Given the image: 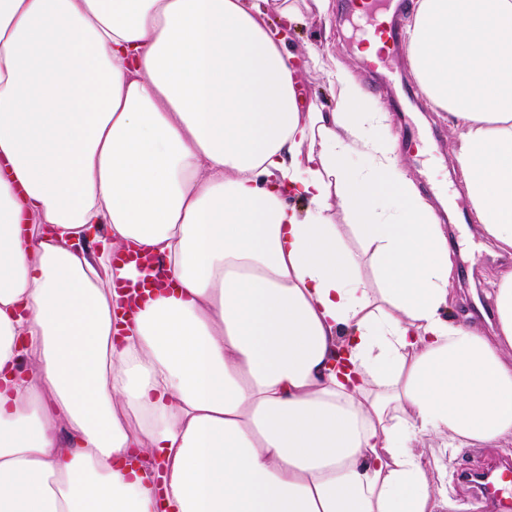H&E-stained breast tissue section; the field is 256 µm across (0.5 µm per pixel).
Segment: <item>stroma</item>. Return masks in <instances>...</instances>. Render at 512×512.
<instances>
[{
  "label": "stroma",
  "mask_w": 512,
  "mask_h": 512,
  "mask_svg": "<svg viewBox=\"0 0 512 512\" xmlns=\"http://www.w3.org/2000/svg\"><path fill=\"white\" fill-rule=\"evenodd\" d=\"M286 48L300 53L314 50L324 59H336L370 100L388 112L399 163L448 232L458 301L449 307L447 316L490 332L496 314L489 278L498 266L511 263L512 257L499 254L477 223L457 159L455 122L448 113L431 109L406 47L390 55L381 52L376 58L366 57L350 0H331L327 16H308L289 27ZM420 450L425 459L439 460L434 485L448 495L452 512H488L482 495L461 481V470L480 471L495 462L512 460L511 443L502 448L460 445L450 450L441 440L428 438Z\"/></svg>",
  "instance_id": "35a3bbf8"
}]
</instances>
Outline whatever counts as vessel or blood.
<instances>
[{"instance_id": "obj_1", "label": "vessel or blood", "mask_w": 512, "mask_h": 512, "mask_svg": "<svg viewBox=\"0 0 512 512\" xmlns=\"http://www.w3.org/2000/svg\"><path fill=\"white\" fill-rule=\"evenodd\" d=\"M383 0H362L364 15L371 17L372 23L367 29L369 37L382 41L386 50H396L400 38V22L393 19L383 21ZM117 267L133 266L142 270L143 275L137 279L123 278L115 280L117 290L124 292L131 309L142 308L155 293L168 282V273L160 258L148 251L130 248L118 252L113 257ZM479 489L488 502L490 512H512V470L503 469L495 482L480 483Z\"/></svg>"}]
</instances>
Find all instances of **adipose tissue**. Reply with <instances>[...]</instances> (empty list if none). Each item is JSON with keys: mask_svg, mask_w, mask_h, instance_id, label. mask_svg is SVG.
I'll use <instances>...</instances> for the list:
<instances>
[{"mask_svg": "<svg viewBox=\"0 0 512 512\" xmlns=\"http://www.w3.org/2000/svg\"><path fill=\"white\" fill-rule=\"evenodd\" d=\"M268 1L0 0V512H435L417 442L512 439V267L496 335L444 316L387 113L303 101ZM407 46L512 252V0ZM129 247L171 280L131 320Z\"/></svg>", "mask_w": 512, "mask_h": 512, "instance_id": "obj_1", "label": "adipose tissue"}]
</instances>
